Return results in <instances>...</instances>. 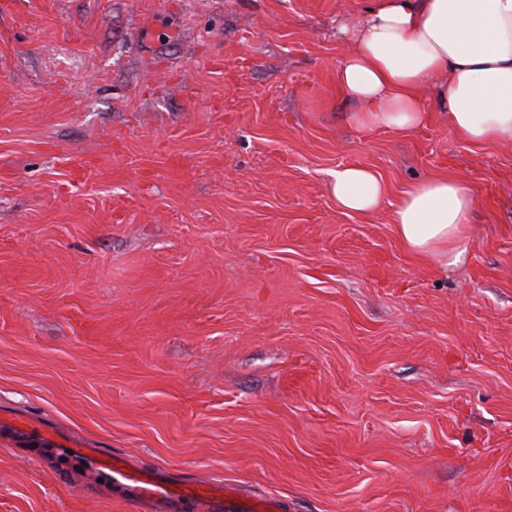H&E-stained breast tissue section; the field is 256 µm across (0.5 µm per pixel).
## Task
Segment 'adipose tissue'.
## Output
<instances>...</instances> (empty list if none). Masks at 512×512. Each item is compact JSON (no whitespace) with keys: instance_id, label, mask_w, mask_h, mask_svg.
<instances>
[{"instance_id":"adipose-tissue-1","label":"adipose tissue","mask_w":512,"mask_h":512,"mask_svg":"<svg viewBox=\"0 0 512 512\" xmlns=\"http://www.w3.org/2000/svg\"><path fill=\"white\" fill-rule=\"evenodd\" d=\"M337 34L353 45L336 78L361 104L357 126L406 131L438 110L458 140L512 144V0H370L360 22L339 24ZM332 179L347 212H372L387 194L361 166L340 167ZM475 205L464 180L416 181L392 213L395 235L420 260L459 266Z\"/></svg>"}]
</instances>
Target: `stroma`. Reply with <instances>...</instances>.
<instances>
[{"label":"stroma","mask_w":512,"mask_h":512,"mask_svg":"<svg viewBox=\"0 0 512 512\" xmlns=\"http://www.w3.org/2000/svg\"><path fill=\"white\" fill-rule=\"evenodd\" d=\"M365 4L0 0V512H160L71 444L234 512H512V144L355 126ZM439 176L448 270L392 225ZM332 179L336 204L346 212H372L387 194V187L382 180L361 166L340 167L333 172ZM476 198L469 183L433 177L412 183L392 213L396 237L422 261L457 267L468 254V233Z\"/></svg>","instance_id":"stroma-1"}]
</instances>
